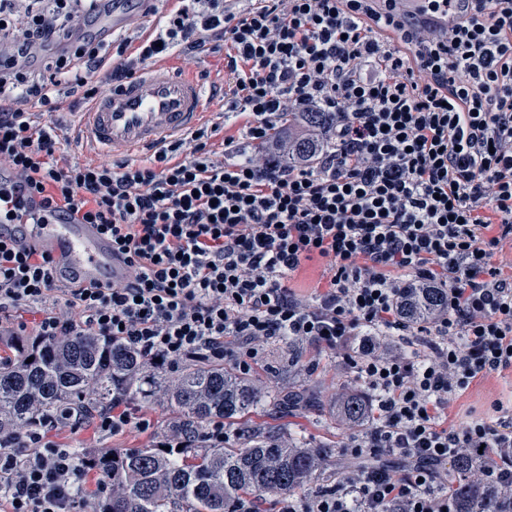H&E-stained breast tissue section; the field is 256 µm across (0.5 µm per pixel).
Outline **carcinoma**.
<instances>
[{
	"label": "carcinoma",
	"instance_id": "1",
	"mask_svg": "<svg viewBox=\"0 0 512 512\" xmlns=\"http://www.w3.org/2000/svg\"><path fill=\"white\" fill-rule=\"evenodd\" d=\"M444 304L439 289L427 288L405 308L406 321L417 324ZM277 345L284 352L282 369L296 370L304 348L286 340ZM118 395L167 409L166 436L182 442V448L150 445L116 452L111 459L86 455L102 477L94 512H233L242 497L307 491L325 479L324 470L336 456L331 445L244 421L264 405L313 409L311 389L281 393L218 362L187 361L173 381L167 367L153 366L134 348L99 336L38 346L16 340L11 355L0 362V434L61 407L87 412L108 406ZM366 407L367 392L349 384L339 394L334 417L364 425ZM215 419L242 421L240 439L223 445L205 441L204 430ZM450 479L460 512H499L493 491L472 479L467 461L451 464Z\"/></svg>",
	"mask_w": 512,
	"mask_h": 512
}]
</instances>
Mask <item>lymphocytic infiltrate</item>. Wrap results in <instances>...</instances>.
Here are the masks:
<instances>
[{"instance_id": "lymphocytic-infiltrate-1", "label": "lymphocytic infiltrate", "mask_w": 512, "mask_h": 512, "mask_svg": "<svg viewBox=\"0 0 512 512\" xmlns=\"http://www.w3.org/2000/svg\"><path fill=\"white\" fill-rule=\"evenodd\" d=\"M102 2L0 0V45L48 53L37 76L0 63V166L65 220L100 225L128 278L63 286L50 257L0 240V319L23 310L25 335L120 340L170 367L228 360L246 374L276 339L334 354L372 394L345 448L415 465L343 472L278 512H456L442 466L462 458L512 502V411L447 425L475 379L512 371V274L492 261L512 235V0H470L443 40L415 38L374 0H180L134 53L102 39ZM219 49L221 121L140 159H70L52 115L71 97ZM314 259L327 268L306 301L289 281ZM424 288L447 303L408 325ZM405 335L426 353L406 357ZM85 423L64 409L0 436V512H86V463L55 440ZM89 423L152 427L121 397Z\"/></svg>"}]
</instances>
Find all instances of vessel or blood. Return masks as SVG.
<instances>
[{
    "instance_id": "1",
    "label": "vessel or blood",
    "mask_w": 512,
    "mask_h": 512,
    "mask_svg": "<svg viewBox=\"0 0 512 512\" xmlns=\"http://www.w3.org/2000/svg\"><path fill=\"white\" fill-rule=\"evenodd\" d=\"M394 12L413 29L445 37L461 20L453 5L434 8L430 0H392ZM213 101L178 57L150 62L133 71L110 96L82 114L80 140L85 148L128 156L153 151L181 138L210 114ZM8 203L0 210V239L20 249L49 255L55 276L65 285L121 282L126 269L112 251V239L95 224H69L47 208L40 196L8 172Z\"/></svg>"
}]
</instances>
